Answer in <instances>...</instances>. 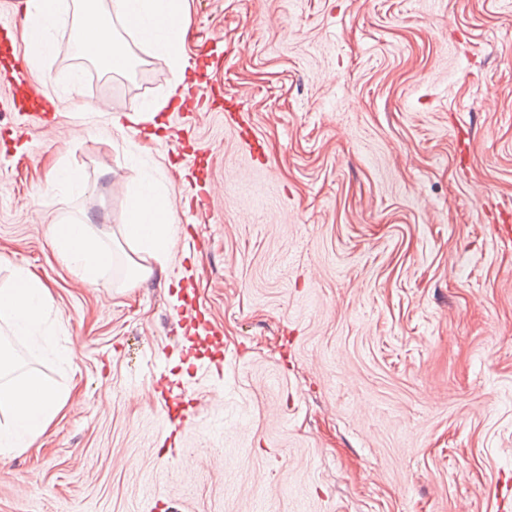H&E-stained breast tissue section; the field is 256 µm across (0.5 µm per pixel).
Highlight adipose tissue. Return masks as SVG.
I'll return each instance as SVG.
<instances>
[{
    "mask_svg": "<svg viewBox=\"0 0 512 512\" xmlns=\"http://www.w3.org/2000/svg\"><path fill=\"white\" fill-rule=\"evenodd\" d=\"M85 9L78 27L79 54L109 72H124L132 63L125 34L171 67L168 89L160 98L144 103L134 113L111 117L120 134H139L154 124L158 113L183 99L188 59L184 44L187 15L185 0H109L106 14L93 9L94 0H83ZM61 0H27L24 37L28 61L39 67L56 51L53 36ZM177 236L172 201L151 171H143L138 189L127 199L125 220L118 229H101L87 218H74L51 227L59 258L90 284L109 271L116 259V240H123L132 255L123 287L131 288L165 266ZM52 296L44 282L29 268L12 269L11 283L0 288V335L26 342L30 351L45 352L47 320ZM63 389L42 374L23 370L9 347L0 348V457L31 447L66 402Z\"/></svg>",
    "mask_w": 512,
    "mask_h": 512,
    "instance_id": "1",
    "label": "adipose tissue"
}]
</instances>
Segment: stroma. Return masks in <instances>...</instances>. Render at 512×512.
<instances>
[{"mask_svg": "<svg viewBox=\"0 0 512 512\" xmlns=\"http://www.w3.org/2000/svg\"><path fill=\"white\" fill-rule=\"evenodd\" d=\"M185 53L212 94L161 115L150 159L172 200L214 187L164 271L117 291L59 260L62 218L121 224L137 141L98 131L166 89L133 46L109 73L58 52L25 70L70 129L12 113L0 146V288L10 264L51 290L72 363L29 360L67 401L33 447L0 457V512H500L512 498V0H187ZM82 81L70 92L73 72ZM83 190L52 194L51 165ZM224 342L172 314L184 298Z\"/></svg>", "mask_w": 512, "mask_h": 512, "instance_id": "35a3bbf8", "label": "stroma"}]
</instances>
